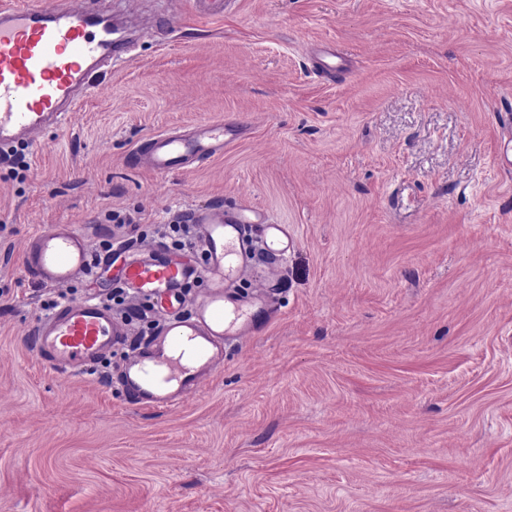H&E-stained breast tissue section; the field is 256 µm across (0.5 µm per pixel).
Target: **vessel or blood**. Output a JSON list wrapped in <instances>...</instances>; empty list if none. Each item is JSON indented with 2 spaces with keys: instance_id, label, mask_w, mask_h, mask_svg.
I'll return each instance as SVG.
<instances>
[{
  "instance_id": "b4317fda",
  "label": "vessel or blood",
  "mask_w": 512,
  "mask_h": 512,
  "mask_svg": "<svg viewBox=\"0 0 512 512\" xmlns=\"http://www.w3.org/2000/svg\"><path fill=\"white\" fill-rule=\"evenodd\" d=\"M50 9L40 0L0 6V150L24 144L43 146L44 135L64 126L97 76L111 70L129 49L114 42L103 15L89 0H58ZM319 72L340 78L329 46L316 51ZM241 129L205 121L190 132L159 133L140 144L135 157L159 173L201 163L236 141ZM199 228L200 262L166 254L148 244L128 251L114 276L135 298L150 301L162 315L149 336L133 339L123 317L92 298L56 305L32 333L37 356L58 373L87 372L118 347L127 348L111 377L135 405L180 407L207 386L224 365L226 345L255 332V313L271 309L270 291L237 294L255 255L279 261L295 245L289 225L241 203L214 205L191 214ZM108 253L93 252L87 237L67 224L31 233L23 247V268L36 283L65 288L92 279ZM207 286L200 297L187 288Z\"/></svg>"
}]
</instances>
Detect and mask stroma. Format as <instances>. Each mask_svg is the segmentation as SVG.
Returning a JSON list of instances; mask_svg holds the SVG:
<instances>
[{
	"label": "stroma",
	"mask_w": 512,
	"mask_h": 512,
	"mask_svg": "<svg viewBox=\"0 0 512 512\" xmlns=\"http://www.w3.org/2000/svg\"><path fill=\"white\" fill-rule=\"evenodd\" d=\"M184 26L169 32L167 15ZM139 27L61 130L0 169V512H512V0H112ZM333 42L341 79L312 72ZM211 120L243 138L190 170L129 158ZM249 202L290 225L276 307L203 392L131 405L33 353L29 234L91 246L111 211Z\"/></svg>",
	"instance_id": "1"
}]
</instances>
